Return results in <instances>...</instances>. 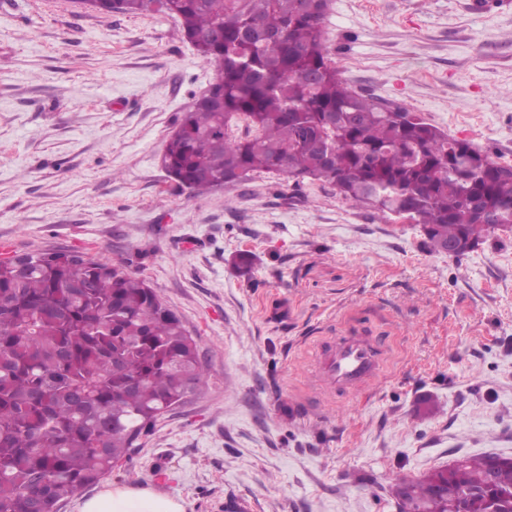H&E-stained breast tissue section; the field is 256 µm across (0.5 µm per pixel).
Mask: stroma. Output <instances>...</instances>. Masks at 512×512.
Instances as JSON below:
<instances>
[{"label":"stroma","instance_id":"1","mask_svg":"<svg viewBox=\"0 0 512 512\" xmlns=\"http://www.w3.org/2000/svg\"><path fill=\"white\" fill-rule=\"evenodd\" d=\"M325 32L356 91L512 165V0H330ZM213 76L170 16L0 0V258L126 264L206 365L107 483L186 512H400L399 479L512 458V232L456 259L319 181L176 187L165 145ZM351 324L386 372L315 405V347Z\"/></svg>","mask_w":512,"mask_h":512}]
</instances>
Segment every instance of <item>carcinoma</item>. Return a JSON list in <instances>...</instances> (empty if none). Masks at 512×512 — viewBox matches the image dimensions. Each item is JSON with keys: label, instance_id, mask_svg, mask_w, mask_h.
<instances>
[{"label": "carcinoma", "instance_id": "1", "mask_svg": "<svg viewBox=\"0 0 512 512\" xmlns=\"http://www.w3.org/2000/svg\"><path fill=\"white\" fill-rule=\"evenodd\" d=\"M78 2L137 14L159 0ZM328 2L164 0L215 71L167 142L169 176L197 193L261 172L329 183L422 225L431 252L499 239L478 210L512 221V166L357 92L326 45ZM205 374L182 318L126 266L77 251L0 261V512H60ZM492 459L403 478L395 496L411 512L507 510L512 461Z\"/></svg>", "mask_w": 512, "mask_h": 512}]
</instances>
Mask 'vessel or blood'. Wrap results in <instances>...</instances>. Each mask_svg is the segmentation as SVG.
Returning a JSON list of instances; mask_svg holds the SVG:
<instances>
[{
	"label": "vessel or blood",
	"instance_id": "obj_1",
	"mask_svg": "<svg viewBox=\"0 0 512 512\" xmlns=\"http://www.w3.org/2000/svg\"><path fill=\"white\" fill-rule=\"evenodd\" d=\"M384 352L364 330L352 326L333 343L316 347L314 386L323 395H352L382 376Z\"/></svg>",
	"mask_w": 512,
	"mask_h": 512
}]
</instances>
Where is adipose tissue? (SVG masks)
Returning a JSON list of instances; mask_svg holds the SVG:
<instances>
[{
  "mask_svg": "<svg viewBox=\"0 0 512 512\" xmlns=\"http://www.w3.org/2000/svg\"><path fill=\"white\" fill-rule=\"evenodd\" d=\"M79 512H185L183 501L150 489L108 485L82 499Z\"/></svg>",
  "mask_w": 512,
  "mask_h": 512,
  "instance_id": "ef3b65f1",
  "label": "adipose tissue"
}]
</instances>
